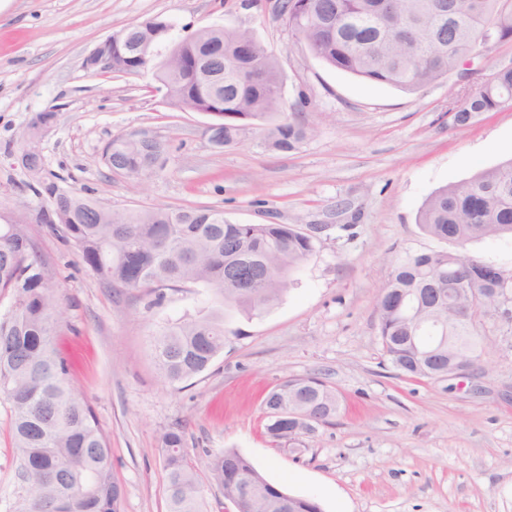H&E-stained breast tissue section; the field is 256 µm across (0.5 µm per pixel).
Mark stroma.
Masks as SVG:
<instances>
[{
  "label": "stroma",
  "mask_w": 512,
  "mask_h": 512,
  "mask_svg": "<svg viewBox=\"0 0 512 512\" xmlns=\"http://www.w3.org/2000/svg\"><path fill=\"white\" fill-rule=\"evenodd\" d=\"M264 0H9L0 10V220L39 206L19 161L22 136L55 116L40 148L48 178L113 210L211 208L238 224L315 226L312 257L281 299L234 313L223 351L174 385L151 350L165 326L221 309L200 284L162 304L102 284L46 225L27 233L61 295L55 342L72 360L127 489L123 512H166L159 437L181 423L197 465L234 448L270 482L315 497L323 512H512V325L485 323L478 370L408 378L377 338L376 303L395 264L444 249L417 222L435 191L512 158V102L453 128L448 109L512 65V45L471 57L440 82L408 92L364 81L316 58ZM160 16L170 42L212 25L251 29L278 59L287 113L315 133L289 152L247 127L214 147L213 118L170 108L152 74L116 76L84 62L112 33ZM146 131L165 143L162 166L138 179L112 174L113 136ZM320 377L339 410L296 444L264 432V395L291 378ZM6 405L0 404V512L18 487Z\"/></svg>",
  "instance_id": "stroma-1"
}]
</instances>
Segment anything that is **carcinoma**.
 <instances>
[{"instance_id": "1", "label": "carcinoma", "mask_w": 512, "mask_h": 512, "mask_svg": "<svg viewBox=\"0 0 512 512\" xmlns=\"http://www.w3.org/2000/svg\"><path fill=\"white\" fill-rule=\"evenodd\" d=\"M278 12L329 66L365 80L414 91L438 82L473 55L512 44V0H280ZM172 25L160 16L119 30L130 55L164 42ZM249 52L238 68L230 58ZM144 69L166 88L170 106L213 111V133L225 148L248 125L266 130L268 147L289 151L314 128L284 112L283 73L253 31L226 25L197 31ZM512 102V67L451 108L463 128L483 112ZM164 146L136 133L115 136L103 149L110 171L131 177L158 167ZM60 223L50 228L72 245L98 279L154 296L182 284H203L224 300V312L166 326L153 337L155 363L170 384L205 370L224 350L226 313H259L288 289L300 264L315 252V237L297 224H235L214 209L163 207L112 211L54 185ZM418 224L453 251L422 253L393 269L378 298L377 333L390 363L408 377L433 378L448 370V348L432 354L410 339L414 324L441 322L453 336L454 361L463 371L485 348L482 319L512 308V275L482 261L467 245L512 236V160L431 194ZM43 261L27 225L0 224V400L8 405L19 490L11 512H123L125 487L112 469L108 438L91 406L68 379L66 360L53 347L61 322L57 286L44 278ZM265 431L272 442L296 443L330 423L338 397L321 378L288 379L264 399ZM177 424L160 436L167 512H206L204 489ZM210 480L242 512H322L312 497L291 495L269 482L243 454L228 448L206 454Z\"/></svg>"}]
</instances>
